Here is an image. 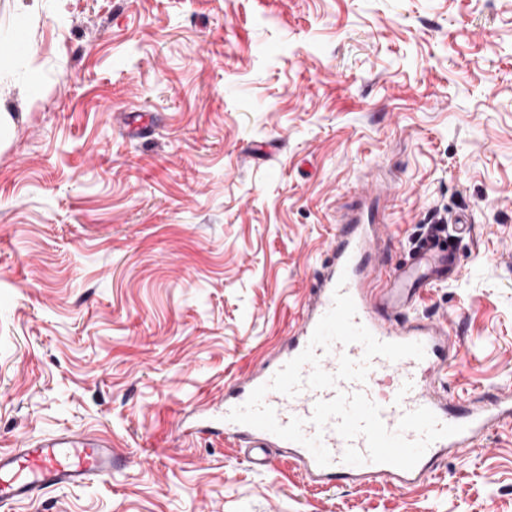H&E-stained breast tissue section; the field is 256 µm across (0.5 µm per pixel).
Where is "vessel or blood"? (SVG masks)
Returning <instances> with one entry per match:
<instances>
[{"label":"vessel or blood","mask_w":512,"mask_h":512,"mask_svg":"<svg viewBox=\"0 0 512 512\" xmlns=\"http://www.w3.org/2000/svg\"><path fill=\"white\" fill-rule=\"evenodd\" d=\"M368 216L358 215L338 226L331 246L327 271L312 288L304 315L293 336L270 356L261 367L237 380L224 395L225 411H232L246 402L251 392L270 382L274 374L298 356L309 344L319 320L331 309L335 288H342L356 306L357 323L364 325L383 342H419L425 348L423 359L405 358L392 362L383 357L370 361L365 382L341 381L335 387L315 390L302 388L287 396L268 391L265 405L271 407L280 424L293 418L303 422L306 437H320L329 450V465H318L311 451L302 444L288 441L273 433L233 421H225V437L237 441L247 463L255 468L270 464L269 451L280 448L298 463L302 476L310 483L344 482L362 485L381 480L398 489L425 484L435 472L439 459L478 445L493 428L512 421V391L485 402L454 406L440 396L436 384L451 359L454 340L446 325L437 319L416 313L424 287L441 283L453 274V254L440 244L439 237L424 238L413 251L409 263L382 276L369 267L366 257L375 248L367 228ZM362 361L361 344H333L330 350L319 351L318 365H305L303 375L314 367L336 373L340 356ZM364 393L381 408V418L388 430H397L402 416L420 407L431 410L440 424L460 426L458 434L433 442L421 460L409 470L364 461L359 465L344 463L347 447L366 452L364 437L344 439L334 423L317 428L311 421L317 402L333 399L337 393ZM112 441L90 432L64 429L57 433L23 443L21 447L0 453V512H10L12 504L34 500L42 493L61 485H83L111 475Z\"/></svg>","instance_id":"vessel-or-blood-1"}]
</instances>
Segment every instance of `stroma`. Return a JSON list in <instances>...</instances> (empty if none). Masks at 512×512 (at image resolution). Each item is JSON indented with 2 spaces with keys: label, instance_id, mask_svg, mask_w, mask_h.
<instances>
[{
  "label": "stroma",
  "instance_id": "1",
  "mask_svg": "<svg viewBox=\"0 0 512 512\" xmlns=\"http://www.w3.org/2000/svg\"><path fill=\"white\" fill-rule=\"evenodd\" d=\"M29 35L0 78V450L101 431L116 465L14 512H512V423L412 491L183 434L298 324L375 176L382 270L472 218L418 306L457 342L443 388L512 386V0H41Z\"/></svg>",
  "mask_w": 512,
  "mask_h": 512
}]
</instances>
